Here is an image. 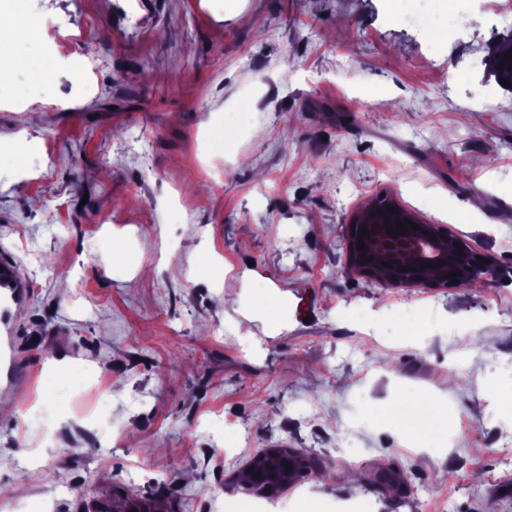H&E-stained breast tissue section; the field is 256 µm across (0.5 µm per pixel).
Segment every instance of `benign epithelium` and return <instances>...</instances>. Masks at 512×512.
<instances>
[{
    "label": "benign epithelium",
    "instance_id": "benign-epithelium-1",
    "mask_svg": "<svg viewBox=\"0 0 512 512\" xmlns=\"http://www.w3.org/2000/svg\"><path fill=\"white\" fill-rule=\"evenodd\" d=\"M387 204L394 208V213L386 211ZM399 220L406 224L413 222L418 229L409 227L402 235H389L386 225L394 229ZM363 226L367 227L368 235L361 238L359 229ZM345 233L348 240L347 274L380 279L389 286L417 287L433 282L448 287L451 279L447 275L454 273L458 280L456 286L459 287L473 282L471 268L484 259L498 269H503L493 256L476 253L462 238L443 245L442 240L447 236L443 226L419 219L404 210L394 199L386 201L384 205L376 199L360 205L345 224ZM360 241L365 248L357 247ZM428 261L434 267L421 268ZM411 265L415 269L399 271V268Z\"/></svg>",
    "mask_w": 512,
    "mask_h": 512
}]
</instances>
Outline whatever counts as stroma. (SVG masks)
Returning <instances> with one entry per match:
<instances>
[{
	"label": "stroma",
	"mask_w": 512,
	"mask_h": 512,
	"mask_svg": "<svg viewBox=\"0 0 512 512\" xmlns=\"http://www.w3.org/2000/svg\"><path fill=\"white\" fill-rule=\"evenodd\" d=\"M510 37L512 0H25L0 31V262L29 284L0 512H255L234 478L265 448L327 474L268 512H512L487 395L512 283L343 271L380 194L512 267V92L485 77ZM423 389L424 434L384 419Z\"/></svg>",
	"instance_id": "1"
}]
</instances>
